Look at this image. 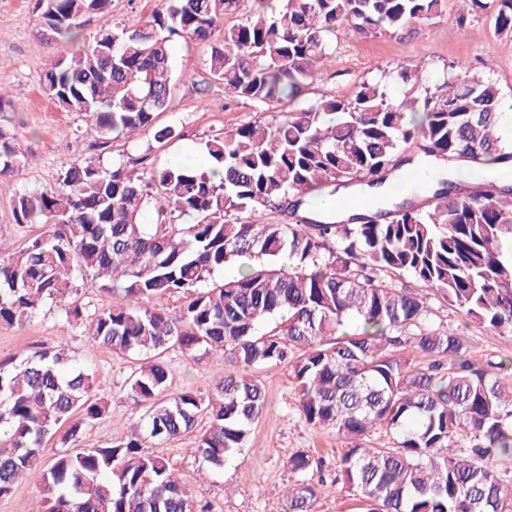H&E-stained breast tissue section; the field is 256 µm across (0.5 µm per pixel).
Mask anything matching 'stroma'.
I'll return each instance as SVG.
<instances>
[{
  "instance_id": "obj_1",
  "label": "stroma",
  "mask_w": 512,
  "mask_h": 512,
  "mask_svg": "<svg viewBox=\"0 0 512 512\" xmlns=\"http://www.w3.org/2000/svg\"><path fill=\"white\" fill-rule=\"evenodd\" d=\"M457 14L453 0H447L438 16L410 21L393 34L362 35L351 27H341L337 60L321 69L317 80L308 85L305 99L347 96L378 71L414 66L422 67L434 84L446 77L449 62L461 61L470 71L494 75L502 89L501 110L512 116V36L501 34L491 19L481 16L460 28ZM38 15L37 0H0V99L12 102L21 114L23 123L13 130L15 143L36 159L35 165L17 175L0 178V238L16 249L43 230L39 224H15L12 208L16 195L25 188L53 184L77 154L94 150V136L81 116L60 111L41 91V75L67 48L46 47L38 33ZM209 54L205 44L184 39L174 44L169 106L157 123L172 126L175 138L161 145L148 129L134 141H113L101 155L104 164L121 161L146 172L178 165L181 155L190 152L201 165L205 159L199 150L210 135L238 128L262 113V106L249 100L225 101L223 84L209 75ZM392 283L425 298L432 328L454 326L468 336L471 355L480 365L488 368L512 358V338L470 323L440 296L410 278L396 277ZM61 342L79 363L97 369L99 394L108 406L106 416L87 431L85 444L125 439L130 424L143 412L128 389L129 359L98 347L80 328L69 325L53 305H44L23 326L0 327V360ZM167 362L173 393L207 392L224 374L210 362L193 361L175 351L168 352ZM252 373L265 386L267 406L251 430L247 448L226 463L222 472L199 479V463L192 448L181 442L163 447L192 494L211 502L215 512H288L287 491L298 482L288 469V458L304 450L325 464L315 512H363L361 502L345 492L335 475L342 440L332 433L313 431L295 410L289 365L271 362L253 368Z\"/></svg>"
}]
</instances>
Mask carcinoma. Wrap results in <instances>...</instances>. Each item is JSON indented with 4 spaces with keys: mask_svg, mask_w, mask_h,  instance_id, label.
<instances>
[{
    "mask_svg": "<svg viewBox=\"0 0 512 512\" xmlns=\"http://www.w3.org/2000/svg\"><path fill=\"white\" fill-rule=\"evenodd\" d=\"M243 2L160 0L143 24L118 28L107 20L112 0H38L50 45L79 39L91 17L103 20L41 78L102 147L166 111L176 36L206 43L222 32L208 66L224 96L287 110L211 135L207 167L138 174L80 154L54 184L16 195L15 223L46 229L7 255L0 241V327L53 304L67 323L88 327L92 342L141 360L129 389L144 412L124 440L67 450L46 465L47 436L65 426L63 443L75 445L106 415L93 398L97 371L62 342L0 361V497L32 478L45 512H211L156 448L187 441L199 475L223 471L246 448L266 391L239 371L205 395L171 394L162 355L176 349L246 369L288 363L300 416L345 441L336 467L365 512H512V482L499 469L512 465V360L488 373L462 333L429 327L423 299L383 280L407 276L478 327L512 338V185L489 180L466 192L488 167L512 162L498 81L455 75L454 62L434 86L399 70L403 85H421L399 101L383 72L347 97L302 103L336 57L343 23L392 33L437 16L444 0H261L248 14ZM456 3L460 21L492 13L500 32H512V0ZM232 16L238 22L225 25ZM417 142L423 157L453 164L425 208L396 197L346 223L320 219L308 204L325 189L365 191L411 163L403 151ZM28 163L0 124V178ZM152 206L156 218L142 221ZM269 212L281 219L267 221ZM232 261L239 274L215 280ZM84 279L120 302L86 310ZM171 295L179 308L159 305ZM404 350L430 364L412 365ZM374 429L393 433L396 446L364 447ZM319 465L307 451L288 458L301 477L288 512H314Z\"/></svg>",
    "mask_w": 512,
    "mask_h": 512,
    "instance_id": "carcinoma-1",
    "label": "carcinoma"
}]
</instances>
